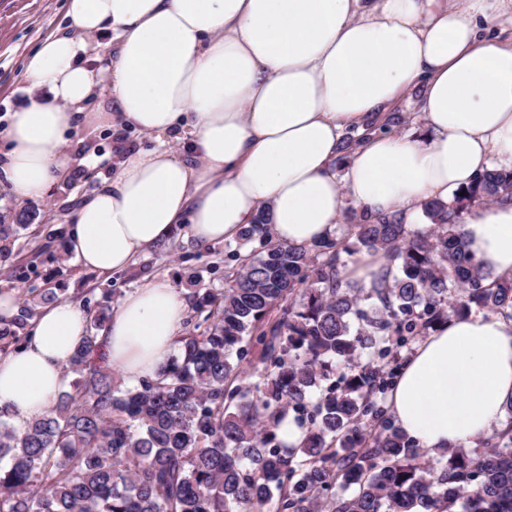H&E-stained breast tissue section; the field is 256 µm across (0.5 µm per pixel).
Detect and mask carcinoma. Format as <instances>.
<instances>
[{
  "label": "carcinoma",
  "mask_w": 512,
  "mask_h": 512,
  "mask_svg": "<svg viewBox=\"0 0 512 512\" xmlns=\"http://www.w3.org/2000/svg\"><path fill=\"white\" fill-rule=\"evenodd\" d=\"M495 202H512L511 169L424 205L426 234L353 211L340 239L286 244L259 215L225 253L224 285L192 289L176 355L132 386L97 365L109 317L84 303L71 381L22 425L0 410V512H512V400L504 429L435 458L384 405L411 338L474 311L512 320V277L476 260L462 230L463 212ZM17 228L37 242L65 234L0 224V276L26 285L0 318V354L57 300L12 260ZM377 252L389 267L370 287L346 278L347 258ZM365 352L380 364L311 399ZM290 412L297 448L277 435Z\"/></svg>",
  "instance_id": "1"
}]
</instances>
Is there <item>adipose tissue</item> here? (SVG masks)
Segmentation results:
<instances>
[{
	"instance_id": "obj_1",
	"label": "adipose tissue",
	"mask_w": 512,
	"mask_h": 512,
	"mask_svg": "<svg viewBox=\"0 0 512 512\" xmlns=\"http://www.w3.org/2000/svg\"><path fill=\"white\" fill-rule=\"evenodd\" d=\"M65 17L27 60L24 104L0 119V185L43 199L78 165L70 131L152 135L154 148L120 150L75 210L70 248L98 275L125 272L176 225L209 244L262 210L287 244L332 237L349 204L420 224L425 203L512 169V0H68ZM107 30L116 50L90 68L88 40ZM103 81L109 110L86 111ZM406 101L415 134L397 130ZM463 222L476 259L512 276V203L472 207ZM184 313L165 280L125 294L101 337L108 363L131 383L167 364ZM86 328L59 301L0 355V407L15 423L63 388ZM511 400L512 320L478 314L419 343L386 406L435 454L499 429Z\"/></svg>"
}]
</instances>
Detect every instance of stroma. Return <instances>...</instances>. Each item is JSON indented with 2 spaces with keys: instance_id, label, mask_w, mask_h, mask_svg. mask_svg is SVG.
Masks as SVG:
<instances>
[{
  "instance_id": "stroma-1",
  "label": "stroma",
  "mask_w": 512,
  "mask_h": 512,
  "mask_svg": "<svg viewBox=\"0 0 512 512\" xmlns=\"http://www.w3.org/2000/svg\"><path fill=\"white\" fill-rule=\"evenodd\" d=\"M66 0H0V113L20 105L23 100V68L27 56L48 34L64 25ZM131 148L151 147L152 139L131 130L103 128L95 134H83L77 150L85 161L69 184L59 186L38 202L15 200L0 187V216L15 223L19 212L30 214L33 223L51 228L68 225L71 211L81 198L112 174L111 158L117 145ZM225 246L212 244L203 252L189 236L186 227H177L163 245L140 255L135 264L121 274L117 283L98 277L79 266L67 248L66 240L54 242L50 254L33 256L23 252L24 261L34 262L38 279L48 280L58 299L95 307H118L119 295H110V286L121 293L135 291L147 282L165 277L181 295L188 297L195 277L209 287L222 286Z\"/></svg>"
}]
</instances>
